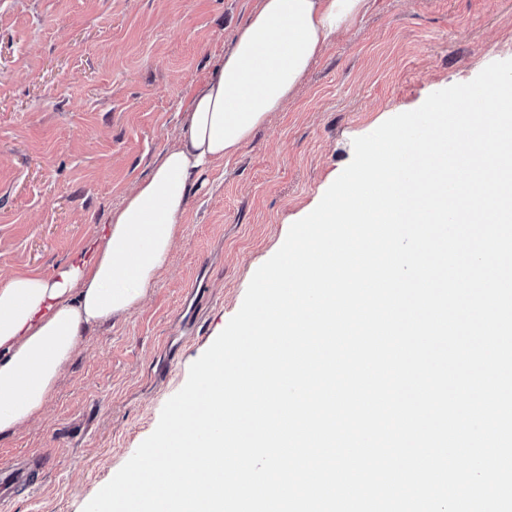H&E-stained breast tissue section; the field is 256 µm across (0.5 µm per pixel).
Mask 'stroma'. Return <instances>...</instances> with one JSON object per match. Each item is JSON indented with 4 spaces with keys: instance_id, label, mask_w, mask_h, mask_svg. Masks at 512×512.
Returning <instances> with one entry per match:
<instances>
[{
    "instance_id": "stroma-1",
    "label": "stroma",
    "mask_w": 512,
    "mask_h": 512,
    "mask_svg": "<svg viewBox=\"0 0 512 512\" xmlns=\"http://www.w3.org/2000/svg\"><path fill=\"white\" fill-rule=\"evenodd\" d=\"M257 0H0V280L52 275L169 149ZM512 59V0H373L252 141L199 178L143 305L99 327L0 461L45 469L8 512H83L156 428L352 141Z\"/></svg>"
}]
</instances>
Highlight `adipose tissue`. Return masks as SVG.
<instances>
[{"mask_svg":"<svg viewBox=\"0 0 512 512\" xmlns=\"http://www.w3.org/2000/svg\"><path fill=\"white\" fill-rule=\"evenodd\" d=\"M370 0H258L190 105L176 147L54 277L0 281V436L36 419L95 327L137 309L170 260L200 175L237 154L295 96Z\"/></svg>","mask_w":512,"mask_h":512,"instance_id":"1","label":"adipose tissue"}]
</instances>
